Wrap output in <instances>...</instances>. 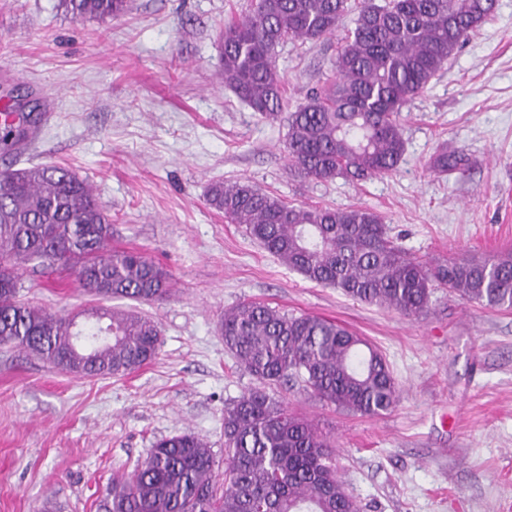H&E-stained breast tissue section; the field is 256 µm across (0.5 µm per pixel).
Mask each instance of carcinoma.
<instances>
[{"instance_id": "obj_1", "label": "carcinoma", "mask_w": 512, "mask_h": 512, "mask_svg": "<svg viewBox=\"0 0 512 512\" xmlns=\"http://www.w3.org/2000/svg\"><path fill=\"white\" fill-rule=\"evenodd\" d=\"M75 20L110 21L127 0H61ZM357 9L336 56V81L307 93L288 114V164L307 180L363 181L397 169L404 152L399 115L471 35L491 20L497 0H257L224 23L222 79L263 118L288 107L278 47L335 35ZM41 104L0 127L7 156L41 119ZM468 164L443 146L435 174ZM208 204L309 282L404 315L424 312L432 288L467 301L512 308V256L458 258L430 269L387 235L375 213L290 205L250 184L216 183ZM112 224L93 185L50 164L0 170V346L27 349L52 367L83 377L124 375L153 360L158 325L132 310L104 309L95 323L54 315L18 299L20 271L73 273L92 295L136 302L169 292L166 273L136 250L108 248ZM224 346L259 386L224 407V480L210 448L192 433L165 437L131 474L112 477L106 512H362L336 473L317 428L266 387L299 379L321 401L382 415L397 385L382 353L337 323L289 316L260 302L224 311Z\"/></svg>"}]
</instances>
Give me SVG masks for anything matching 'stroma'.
Returning <instances> with one entry per match:
<instances>
[{
  "label": "stroma",
  "mask_w": 512,
  "mask_h": 512,
  "mask_svg": "<svg viewBox=\"0 0 512 512\" xmlns=\"http://www.w3.org/2000/svg\"><path fill=\"white\" fill-rule=\"evenodd\" d=\"M58 2L0 0V101L27 89L45 112L38 138L10 161L87 178L112 221L110 248L143 253L170 293L106 303L74 274L23 273V301L84 317L132 307L158 324L162 344L139 369L95 379L0 347V512H101L114 474L183 432L223 474L224 406L257 385L219 331L244 301L335 321L386 357L399 399L382 415L340 410L296 380L275 388L327 437L364 512H512V309L444 288L414 317L350 299L288 269L207 202L212 183L247 182L291 204L376 212L433 266L512 255V0H498L402 112L398 169L359 183L295 177L287 115L263 119L225 88L218 34L255 0H130L105 24L66 18ZM355 19L320 42L279 47L289 106L333 80ZM443 144L469 154V168L430 172Z\"/></svg>",
  "instance_id": "stroma-1"
}]
</instances>
